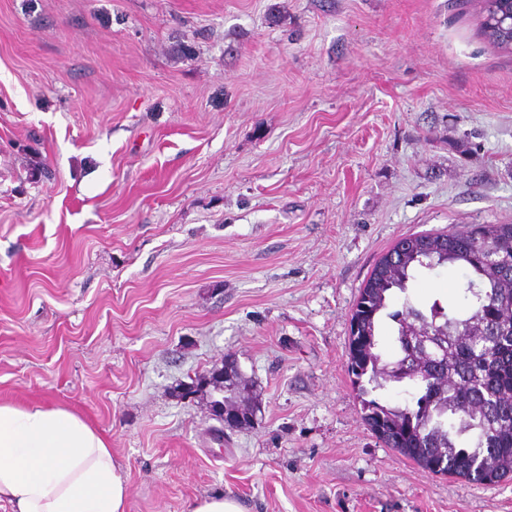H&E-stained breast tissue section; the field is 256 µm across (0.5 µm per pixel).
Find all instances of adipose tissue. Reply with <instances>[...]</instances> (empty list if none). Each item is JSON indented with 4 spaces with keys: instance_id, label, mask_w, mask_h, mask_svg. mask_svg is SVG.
<instances>
[{
    "instance_id": "1",
    "label": "adipose tissue",
    "mask_w": 512,
    "mask_h": 512,
    "mask_svg": "<svg viewBox=\"0 0 512 512\" xmlns=\"http://www.w3.org/2000/svg\"><path fill=\"white\" fill-rule=\"evenodd\" d=\"M11 512H127L107 441L63 408L0 404V504Z\"/></svg>"
}]
</instances>
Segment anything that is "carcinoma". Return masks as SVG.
<instances>
[{"label":"carcinoma","instance_id":"1","mask_svg":"<svg viewBox=\"0 0 512 512\" xmlns=\"http://www.w3.org/2000/svg\"><path fill=\"white\" fill-rule=\"evenodd\" d=\"M477 5L483 37L512 52V27L504 21L512 0H477ZM510 248L512 223L405 237L375 263L351 315L348 367L373 433L435 474L485 486L512 480V261H487L491 252ZM445 264L467 271L463 293L469 314L463 318L437 300L426 313L404 298L403 309L388 314L398 325L399 355L384 360L376 351L377 323L391 292H406L414 267ZM410 317L419 335L444 337L445 351L435 364L422 351L405 350L402 336ZM403 382L418 389L411 405L391 406L372 396ZM219 391L227 410L251 423L255 396L234 360L227 357L179 386V396L200 398L215 417L221 415L215 403Z\"/></svg>","mask_w":512,"mask_h":512}]
</instances>
